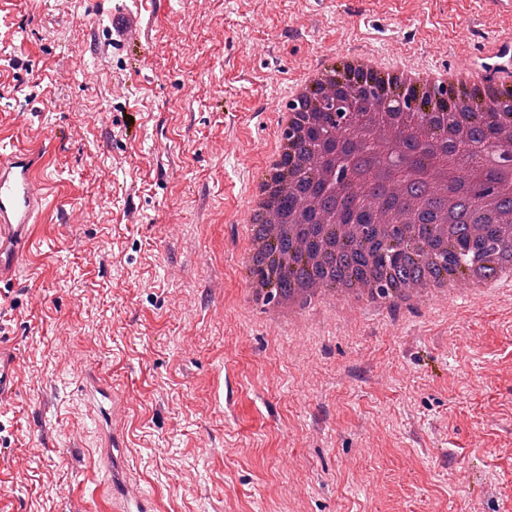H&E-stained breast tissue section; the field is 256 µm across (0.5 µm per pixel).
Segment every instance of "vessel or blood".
Instances as JSON below:
<instances>
[{
    "mask_svg": "<svg viewBox=\"0 0 512 512\" xmlns=\"http://www.w3.org/2000/svg\"><path fill=\"white\" fill-rule=\"evenodd\" d=\"M145 32L139 12L122 0L112 7V39L128 44L141 40ZM42 154L37 149L0 151V282L13 279L17 267L18 247L29 241L31 229L43 208L47 187L38 176ZM18 364L15 352L0 344V399L17 388ZM83 392L96 406L110 404L119 409L123 398L96 374H87ZM112 512H145L148 499L126 483L120 472H112Z\"/></svg>",
    "mask_w": 512,
    "mask_h": 512,
    "instance_id": "vessel-or-blood-1",
    "label": "vessel or blood"
}]
</instances>
